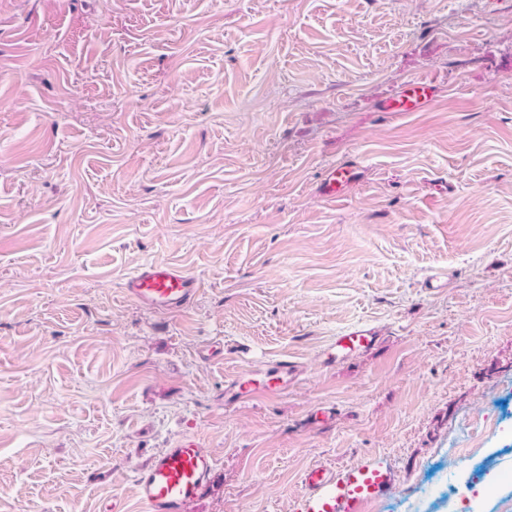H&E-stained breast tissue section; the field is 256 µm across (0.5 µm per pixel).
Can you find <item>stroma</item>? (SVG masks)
Returning a JSON list of instances; mask_svg holds the SVG:
<instances>
[{"label":"stroma","instance_id":"obj_1","mask_svg":"<svg viewBox=\"0 0 512 512\" xmlns=\"http://www.w3.org/2000/svg\"><path fill=\"white\" fill-rule=\"evenodd\" d=\"M150 262L189 311L124 298ZM185 434L216 459L188 512L379 458L362 512H512V0H0V512H143ZM435 86L426 78H417L410 81L394 97L384 104L386 112H418L422 110L435 92ZM356 175L355 167L350 164L341 163L333 166L320 188V194L329 201H336V198L340 197L354 182ZM201 287L199 278L179 266L148 263L125 281L123 291L137 306L167 315L189 310ZM378 331L370 325H360L336 336L334 342L329 344L322 353L323 362L327 365L335 364L340 360L367 351L376 344ZM298 371V366L288 357H285L274 363L273 371L270 375L274 383L266 381L261 386V383H256V380L238 376L224 385V404L225 406L237 405L247 402L260 394L284 391L288 388V381L293 380Z\"/></svg>","mask_w":512,"mask_h":512}]
</instances>
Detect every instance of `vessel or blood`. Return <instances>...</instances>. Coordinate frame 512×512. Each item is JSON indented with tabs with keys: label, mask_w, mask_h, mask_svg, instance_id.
<instances>
[{
	"label": "vessel or blood",
	"mask_w": 512,
	"mask_h": 512,
	"mask_svg": "<svg viewBox=\"0 0 512 512\" xmlns=\"http://www.w3.org/2000/svg\"><path fill=\"white\" fill-rule=\"evenodd\" d=\"M434 92L430 80L417 78L387 100L384 108L389 112H417L428 104ZM355 178L354 166H333L320 193L327 200H336ZM201 287L199 278L179 266L148 263L125 281L124 294L143 309L167 315L189 310ZM377 340L375 327H354L324 349L323 361L335 364L370 349ZM298 371L293 361L284 358L275 362L271 382L259 384L250 378H235L224 386V403L237 405L260 394L286 390ZM214 465L213 455L192 436H183L173 447L159 450L135 478L136 494L145 512H186L208 482ZM302 485L304 492L294 504L295 512H360L363 503L393 487L394 475L377 460L342 469L317 463L304 472Z\"/></svg>",
	"instance_id": "obj_1"
}]
</instances>
